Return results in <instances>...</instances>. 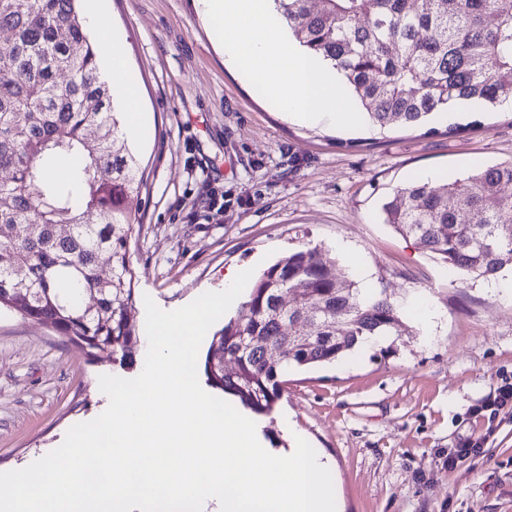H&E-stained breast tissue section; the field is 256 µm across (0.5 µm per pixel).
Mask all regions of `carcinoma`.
<instances>
[{"instance_id": "cac0c4a2", "label": "carcinoma", "mask_w": 512, "mask_h": 512, "mask_svg": "<svg viewBox=\"0 0 512 512\" xmlns=\"http://www.w3.org/2000/svg\"><path fill=\"white\" fill-rule=\"evenodd\" d=\"M77 2L0 0V32L9 36L0 48V309L131 364L140 336L128 243L142 180ZM273 6L296 43L341 75L377 129L422 126L457 103L512 100L509 0ZM59 156L72 165L53 177ZM509 185L512 161L437 186L417 181L385 204V223L450 270L494 276L512 265ZM407 333L386 292L366 294L307 248L263 272L201 365L211 387L267 414L289 368L332 363L374 336ZM266 347L281 352L266 358Z\"/></svg>"}]
</instances>
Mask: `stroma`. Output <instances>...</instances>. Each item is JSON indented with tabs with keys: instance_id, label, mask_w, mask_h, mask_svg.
Masks as SVG:
<instances>
[{
	"instance_id": "stroma-1",
	"label": "stroma",
	"mask_w": 512,
	"mask_h": 512,
	"mask_svg": "<svg viewBox=\"0 0 512 512\" xmlns=\"http://www.w3.org/2000/svg\"><path fill=\"white\" fill-rule=\"evenodd\" d=\"M136 77L145 136L129 241L137 297L171 311L318 247L348 280L368 269L412 333L289 369L262 434L291 420L339 476L341 512H512V297L463 276L383 222L425 173L446 181L512 159V109L464 106L428 127L339 129L270 104L212 38L195 0H102ZM51 327L0 311V472L59 446L108 406L98 378L138 376ZM467 454L456 466L448 455Z\"/></svg>"
}]
</instances>
